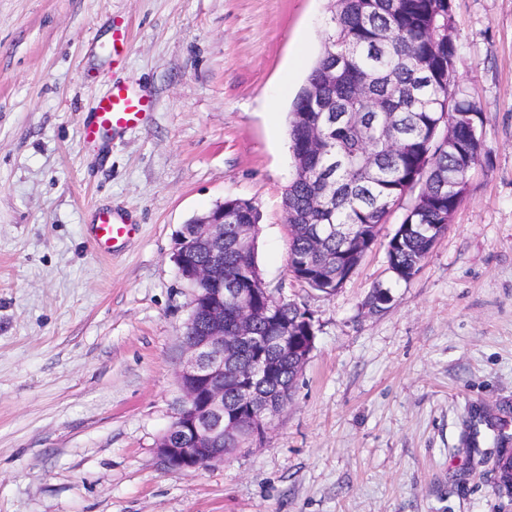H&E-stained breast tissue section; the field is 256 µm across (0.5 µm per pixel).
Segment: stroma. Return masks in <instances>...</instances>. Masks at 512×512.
<instances>
[{
	"label": "stroma",
	"instance_id": "1",
	"mask_svg": "<svg viewBox=\"0 0 512 512\" xmlns=\"http://www.w3.org/2000/svg\"><path fill=\"white\" fill-rule=\"evenodd\" d=\"M328 7L0 0V512H512L492 473L512 448V0H453L488 155L447 233L396 280L386 244L406 196L331 296L289 272L284 207L289 110ZM123 83L150 117L84 145L85 117ZM227 198L256 207L262 277L309 310L315 345L260 440L178 474L156 448L193 296L176 238ZM105 207L140 226L109 256L87 233Z\"/></svg>",
	"mask_w": 512,
	"mask_h": 512
}]
</instances>
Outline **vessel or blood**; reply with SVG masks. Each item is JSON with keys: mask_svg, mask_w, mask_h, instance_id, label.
<instances>
[{"mask_svg": "<svg viewBox=\"0 0 512 512\" xmlns=\"http://www.w3.org/2000/svg\"><path fill=\"white\" fill-rule=\"evenodd\" d=\"M150 98L126 84L113 85L102 97L83 126V138L87 144L107 142L127 129L144 123L150 115ZM139 231L121 211L103 208L96 212L90 226L94 248L101 253L112 252L115 245L131 238Z\"/></svg>", "mask_w": 512, "mask_h": 512, "instance_id": "b4317fda", "label": "vessel or blood"}]
</instances>
